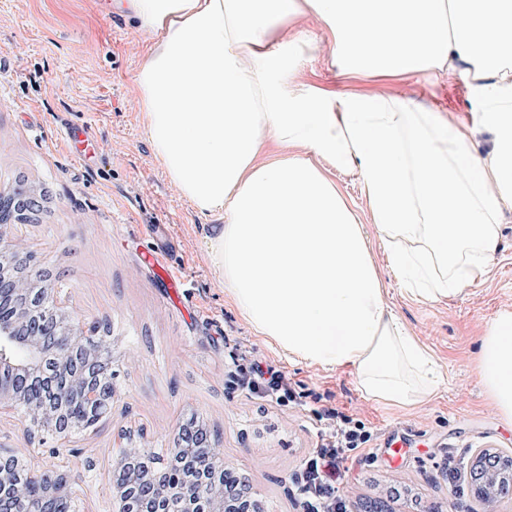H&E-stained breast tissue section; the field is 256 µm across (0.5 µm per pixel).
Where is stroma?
<instances>
[{
  "mask_svg": "<svg viewBox=\"0 0 512 512\" xmlns=\"http://www.w3.org/2000/svg\"><path fill=\"white\" fill-rule=\"evenodd\" d=\"M147 39L103 0H0V191L22 185L42 205L15 224L13 248L59 277L74 315L104 330L115 390L108 417L54 445L22 409L0 414V453L66 474L76 512H112L120 449L171 447L194 418L265 512H301L291 478L315 447L310 411L332 408L371 433L344 487L355 512L378 501L387 512H482L474 494L456 499L442 466L451 456L473 463L480 448L512 455V423L488 401L471 362L484 330L512 310V213L491 276L447 300H414L382 271L390 308L441 366L428 401L400 408L367 397L352 369L290 362L229 304L205 256L210 221L154 159L132 90ZM388 90L448 110L470 126L474 150H489L492 135L471 105L463 69ZM85 125L87 140H65L64 128ZM158 249L177 278L173 300L144 260ZM244 356L284 371L299 405L271 407L237 391L229 371ZM398 486L407 498L388 500Z\"/></svg>",
  "mask_w": 512,
  "mask_h": 512,
  "instance_id": "35a3bbf8",
  "label": "stroma"
}]
</instances>
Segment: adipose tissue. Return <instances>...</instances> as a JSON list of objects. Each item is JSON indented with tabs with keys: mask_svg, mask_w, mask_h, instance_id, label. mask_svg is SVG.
<instances>
[{
	"mask_svg": "<svg viewBox=\"0 0 512 512\" xmlns=\"http://www.w3.org/2000/svg\"><path fill=\"white\" fill-rule=\"evenodd\" d=\"M152 35L133 77L154 157L199 217L233 307L288 360L355 370L370 398L429 399L441 370L385 300L373 249L416 300L486 279L512 211V0H113ZM318 18L322 36L304 29ZM328 47L343 89L301 79ZM464 66L466 125L386 92ZM355 172L359 219L334 179ZM512 422V311L474 357Z\"/></svg>",
	"mask_w": 512,
	"mask_h": 512,
	"instance_id": "adipose-tissue-1",
	"label": "adipose tissue"
}]
</instances>
